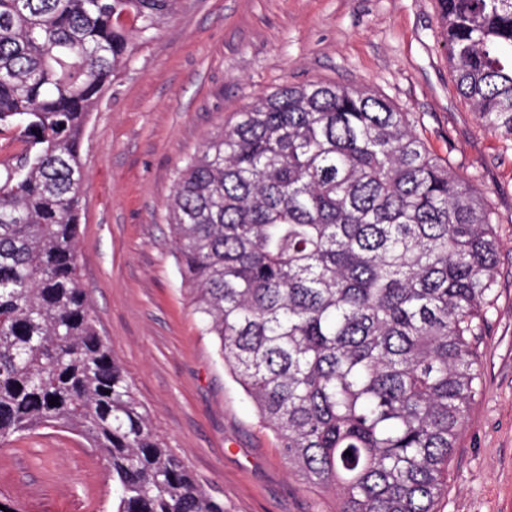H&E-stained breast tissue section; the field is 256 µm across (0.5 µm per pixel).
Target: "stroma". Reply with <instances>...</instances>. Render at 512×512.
Segmentation results:
<instances>
[{
  "instance_id": "35a3bbf8",
  "label": "stroma",
  "mask_w": 512,
  "mask_h": 512,
  "mask_svg": "<svg viewBox=\"0 0 512 512\" xmlns=\"http://www.w3.org/2000/svg\"><path fill=\"white\" fill-rule=\"evenodd\" d=\"M314 80L411 113L430 151L495 211L482 387L438 512H512V142L458 93L438 0H180L85 125L78 264L97 328L158 433L226 512H335L333 493L289 469L203 335L167 208L178 170L235 112ZM1 498L19 512H112V481L83 439L42 429L0 447Z\"/></svg>"
}]
</instances>
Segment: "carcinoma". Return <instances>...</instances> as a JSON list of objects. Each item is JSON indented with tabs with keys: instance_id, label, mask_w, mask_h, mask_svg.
<instances>
[{
	"instance_id": "obj_1",
	"label": "carcinoma",
	"mask_w": 512,
	"mask_h": 512,
	"mask_svg": "<svg viewBox=\"0 0 512 512\" xmlns=\"http://www.w3.org/2000/svg\"><path fill=\"white\" fill-rule=\"evenodd\" d=\"M457 91L512 141V0H438ZM178 0H0V445L40 428L106 462L112 512H226L154 429L78 268L87 116ZM202 331L336 512H436L481 391L494 212L409 113L312 81L254 99L169 201ZM58 398L49 405L51 398Z\"/></svg>"
}]
</instances>
